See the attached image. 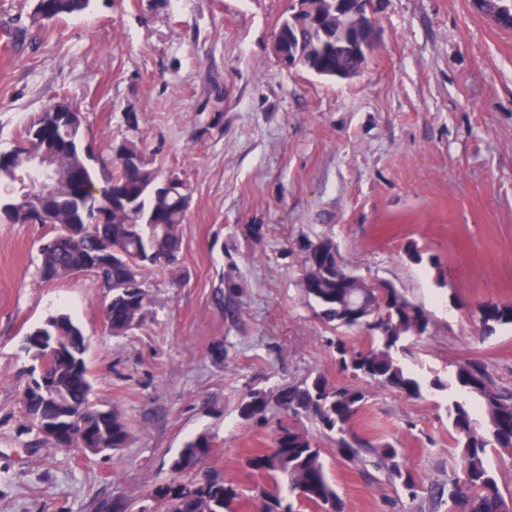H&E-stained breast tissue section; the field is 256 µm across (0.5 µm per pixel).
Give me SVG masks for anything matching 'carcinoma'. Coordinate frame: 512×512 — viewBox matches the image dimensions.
<instances>
[{
    "instance_id": "obj_1",
    "label": "carcinoma",
    "mask_w": 512,
    "mask_h": 512,
    "mask_svg": "<svg viewBox=\"0 0 512 512\" xmlns=\"http://www.w3.org/2000/svg\"><path fill=\"white\" fill-rule=\"evenodd\" d=\"M91 0H36L35 23L55 22L86 11ZM324 31L315 22L297 36V46L310 72L325 77L336 66L352 67L350 58L320 49ZM53 103L27 123L20 138L0 149V222L46 224L52 233L40 245L41 278L59 280L90 275L109 298L105 318L114 336H124L143 320L149 306L145 274L153 268L173 269L181 253V224L191 199L190 186L176 173L152 166L138 141L119 143L130 166L117 159L113 172L99 173L91 147L85 141L84 116H62ZM101 186H96L97 182ZM323 251L308 253L302 246L299 288L320 317L336 330L359 329L367 344L355 347L346 337L330 340L340 371L410 400L439 389L435 379L424 384L398 359L415 341L430 334L428 311L387 281L359 285L360 275L336 265L338 249L331 237L320 240ZM481 334L512 325V303L487 301L472 312ZM38 336L59 337L44 372L32 367L21 393L23 425L33 431L68 412L80 418L69 426L74 440L90 436L108 450L125 447L130 427L121 411L107 409L91 399L87 343L80 327L64 313L52 315L26 337L25 350L36 357L45 352L32 346ZM454 383L474 406L455 402L448 408L454 432L460 476L430 491L434 505L448 512H512V495L502 493L487 463L492 448L512 453V390L497 386L488 366L470 359L457 365ZM363 387L332 384L321 373L287 386L250 389L239 405L247 422L268 419L278 410L295 418L279 425L270 448L256 453L251 468L269 484L257 495V512H299L294 503H307L316 512H345L335 484L329 479L320 448L298 425L305 418L336 436L342 456L366 462L387 472L411 498L418 496L413 474L402 464L399 449L389 441L372 442L354 429L356 416L367 401ZM213 437L201 432L187 441L177 459L178 473L188 482L161 487L157 496L165 512H236L241 497L237 485L215 475L200 479L195 466L210 457Z\"/></svg>"
}]
</instances>
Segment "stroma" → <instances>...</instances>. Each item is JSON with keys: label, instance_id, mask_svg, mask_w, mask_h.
Here are the masks:
<instances>
[{"label": "stroma", "instance_id": "stroma-1", "mask_svg": "<svg viewBox=\"0 0 512 512\" xmlns=\"http://www.w3.org/2000/svg\"><path fill=\"white\" fill-rule=\"evenodd\" d=\"M33 0H0L14 27L0 64V146L65 99L85 116L95 163L136 136L154 166L192 187L179 266L145 280L140 325L115 336L93 277L39 275L42 224L0 223V512H102L116 498L159 512L184 442L215 441L197 475L223 474L254 512L264 481L249 460L274 424L243 421L248 389L320 373L350 382L335 332L298 287L302 244L334 238L344 264L386 280L429 312L430 335L402 355L426 379L469 359L512 389V326L479 335L471 311L512 302V31L472 0H382L377 45L359 74L326 79L285 68L274 35L290 0H93L42 26ZM418 249L422 262L407 255ZM64 312L82 328L92 398L131 428L112 457L39 443L21 427L26 335ZM356 431L400 449L410 498L386 473L319 446L345 512H429L430 487L459 474L446 406L366 385Z\"/></svg>", "mask_w": 512, "mask_h": 512}]
</instances>
